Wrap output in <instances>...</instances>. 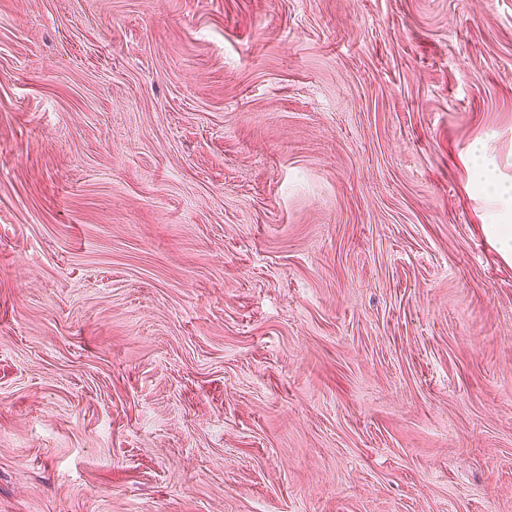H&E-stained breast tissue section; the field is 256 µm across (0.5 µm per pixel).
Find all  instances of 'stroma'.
Masks as SVG:
<instances>
[{"mask_svg": "<svg viewBox=\"0 0 512 512\" xmlns=\"http://www.w3.org/2000/svg\"><path fill=\"white\" fill-rule=\"evenodd\" d=\"M512 0H0V512H512ZM485 148L482 144L475 145L470 153V162L473 168L480 172L484 179V185L491 196L499 200H512V183L505 184L500 182L494 172L486 162Z\"/></svg>", "mask_w": 512, "mask_h": 512, "instance_id": "35a3bbf8", "label": "stroma"}]
</instances>
